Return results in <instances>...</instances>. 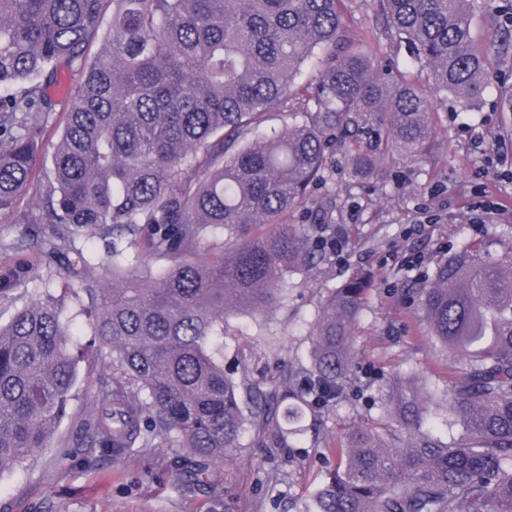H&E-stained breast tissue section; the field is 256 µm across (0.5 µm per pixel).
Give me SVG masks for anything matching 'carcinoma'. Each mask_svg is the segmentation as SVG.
Wrapping results in <instances>:
<instances>
[{"mask_svg": "<svg viewBox=\"0 0 512 512\" xmlns=\"http://www.w3.org/2000/svg\"><path fill=\"white\" fill-rule=\"evenodd\" d=\"M375 4L388 27L352 39L350 0H0V211L32 185L54 107L45 86L64 70L80 75L45 191L36 208L15 210V257L0 266V302L20 303L0 325V474L48 447L77 378L58 303L30 287L34 245L79 277L93 333L123 374L84 423L93 447L134 448L147 422L187 449L183 470L198 481L241 447L246 427L262 438L275 425L286 447L303 408L325 410L356 384L351 326L372 286L363 276L328 296L312 366L286 387L256 388L247 415L221 339L224 316L241 305L266 311L286 274L327 260L336 197L312 202L308 224L288 217L332 172L336 139L377 125L422 161L435 134L423 87L466 109L489 89L504 52L474 37L476 0ZM392 30L411 45L417 72L374 70L365 43ZM309 65L314 78L295 84ZM270 112L303 121L257 135ZM372 170V155L355 148L353 173ZM250 224L274 230L247 236ZM209 227L235 242L215 243ZM114 236L125 246L112 245L102 297L99 264L76 240ZM142 252L207 261L185 258L148 284ZM406 298L429 337L465 356L446 394L462 438L422 430L436 401L425 385L385 383L380 417L348 434L316 512H512V254L464 243ZM133 384L146 397L133 398Z\"/></svg>", "mask_w": 512, "mask_h": 512, "instance_id": "obj_1", "label": "carcinoma"}]
</instances>
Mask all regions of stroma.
<instances>
[{
	"instance_id": "35a3bbf8",
	"label": "stroma",
	"mask_w": 512,
	"mask_h": 512,
	"mask_svg": "<svg viewBox=\"0 0 512 512\" xmlns=\"http://www.w3.org/2000/svg\"><path fill=\"white\" fill-rule=\"evenodd\" d=\"M511 6L512 0H487L477 13L476 35L487 48L497 49L507 37L502 19ZM490 82L492 92L470 111L428 91L436 133L425 160L387 147L378 129L367 139L374 169L354 179L348 145L337 143L331 178L311 190L315 198L336 196L335 254L318 267L288 273L279 305L259 315L243 308L225 319L224 370L246 402L252 384L278 382L289 368L310 366L311 337L333 288L357 273L373 276L366 307L351 329L355 369L368 388L329 412L306 414L291 447H264L246 431L236 453L210 466L199 483L178 475L172 461L181 450L160 435L118 455L89 447L81 422L116 370L95 342L77 282L59 277L58 261H37L36 281L59 299L63 321L81 330L82 355L68 412L48 447L0 474V512H309L331 449L341 447L366 416L379 414L381 379L416 377L446 392L465 359L422 338L401 294L458 238L487 242L498 257L512 251V157L503 153L512 145V112L500 110L494 92L512 87V52Z\"/></svg>"
}]
</instances>
